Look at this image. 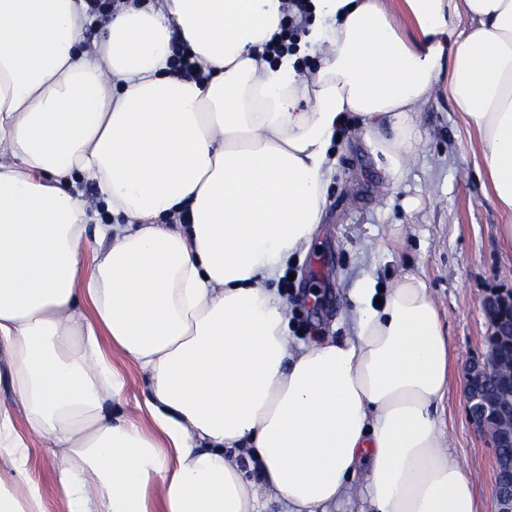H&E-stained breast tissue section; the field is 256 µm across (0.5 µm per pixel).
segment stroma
Masks as SVG:
<instances>
[{
	"mask_svg": "<svg viewBox=\"0 0 512 512\" xmlns=\"http://www.w3.org/2000/svg\"><path fill=\"white\" fill-rule=\"evenodd\" d=\"M410 162L391 174L355 120L341 127L328 204L308 252L282 280L295 342L339 339L354 331L350 299L363 280L388 288L404 274L423 277L441 316L451 357L448 394L439 409L446 439L474 480L478 512H495V470L489 441L471 423L463 397L467 361L483 349L489 325L482 300L489 290L512 291V256L502 247V218L478 176L480 155L471 132L446 94H436L417 120ZM318 300H311L312 288ZM124 376L111 412L123 416L149 395L147 375L113 354Z\"/></svg>",
	"mask_w": 512,
	"mask_h": 512,
	"instance_id": "35a3bbf8",
	"label": "stroma"
}]
</instances>
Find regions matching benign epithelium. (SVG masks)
Listing matches in <instances>:
<instances>
[{
    "label": "benign epithelium",
    "instance_id": "benign-epithelium-1",
    "mask_svg": "<svg viewBox=\"0 0 512 512\" xmlns=\"http://www.w3.org/2000/svg\"><path fill=\"white\" fill-rule=\"evenodd\" d=\"M482 307L489 321V335L512 336V296L499 291L486 295ZM482 357L465 368L464 398L469 417L476 428L489 438L492 447L512 446V400L496 399L486 394L485 379L494 376L502 385L512 386V374L499 370L492 355L495 345L485 343Z\"/></svg>",
    "mask_w": 512,
    "mask_h": 512
}]
</instances>
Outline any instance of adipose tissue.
<instances>
[{"instance_id": "1", "label": "adipose tissue", "mask_w": 512, "mask_h": 512, "mask_svg": "<svg viewBox=\"0 0 512 512\" xmlns=\"http://www.w3.org/2000/svg\"><path fill=\"white\" fill-rule=\"evenodd\" d=\"M384 2L312 0L296 50L271 58L286 0H123L105 22L86 0H0V387L27 424L0 403V512L51 495L70 512H263L269 494L284 512L354 496L477 512L436 416L448 346L425 280L363 281L355 336L299 345L275 286L322 220L336 129L355 116L401 170L443 74L512 250V0H398L410 39ZM175 39L205 82L174 72ZM79 176L114 218L92 249ZM116 352L150 377L152 431L107 412ZM34 439L48 490L26 473Z\"/></svg>"}]
</instances>
